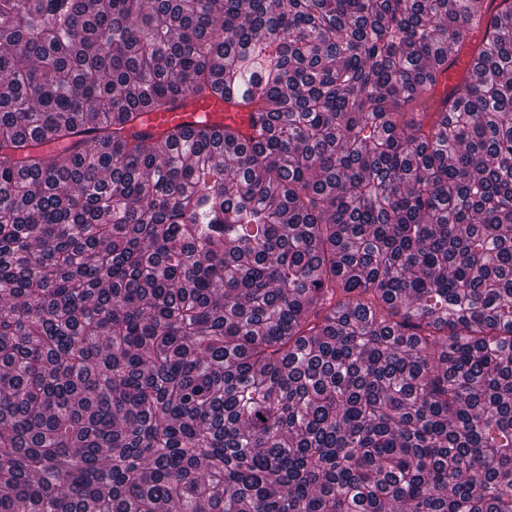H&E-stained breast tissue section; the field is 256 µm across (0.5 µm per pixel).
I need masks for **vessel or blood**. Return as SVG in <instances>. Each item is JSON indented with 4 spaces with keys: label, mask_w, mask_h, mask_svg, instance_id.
I'll return each instance as SVG.
<instances>
[{
    "label": "vessel or blood",
    "mask_w": 512,
    "mask_h": 512,
    "mask_svg": "<svg viewBox=\"0 0 512 512\" xmlns=\"http://www.w3.org/2000/svg\"><path fill=\"white\" fill-rule=\"evenodd\" d=\"M469 60L470 51L466 48L451 56L447 73L431 90L435 98L439 99L452 94L464 78ZM240 96L239 89L229 87L225 89L224 96L220 99L191 96L183 103L158 107L147 115L146 129L151 133L159 134L178 125L191 128L196 125L199 118L204 117L210 122L230 125L242 133H250L251 114L236 105Z\"/></svg>",
    "instance_id": "obj_1"
}]
</instances>
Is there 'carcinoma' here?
<instances>
[{"label":"carcinoma","instance_id":"1","mask_svg":"<svg viewBox=\"0 0 512 512\" xmlns=\"http://www.w3.org/2000/svg\"><path fill=\"white\" fill-rule=\"evenodd\" d=\"M0 512H512V0H0ZM470 50L465 47L461 52L451 56L448 62V72L444 74L436 87L428 91V95L435 98H443L447 94L452 95L455 87L462 81L469 65ZM240 97L242 94L239 89L227 87L224 90V101L191 96L181 104L160 106L149 112L143 130L159 134L178 125L193 128L197 120L204 116L212 123L230 125L243 134H249L253 113L234 106L233 103Z\"/></svg>","mask_w":512,"mask_h":512}]
</instances>
